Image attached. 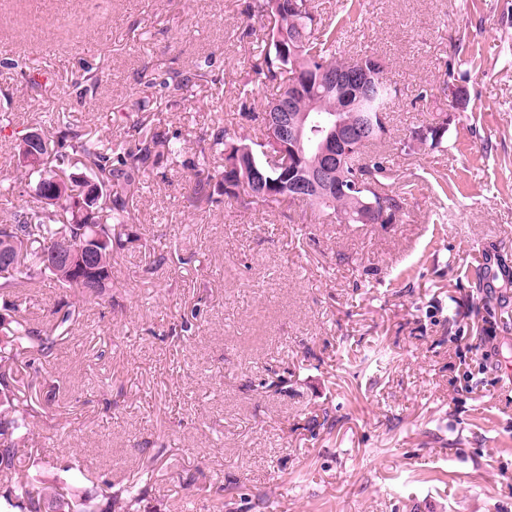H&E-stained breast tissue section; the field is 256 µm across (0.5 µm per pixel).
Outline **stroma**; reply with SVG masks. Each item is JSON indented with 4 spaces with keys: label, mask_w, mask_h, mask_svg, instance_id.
<instances>
[{
    "label": "stroma",
    "mask_w": 512,
    "mask_h": 512,
    "mask_svg": "<svg viewBox=\"0 0 512 512\" xmlns=\"http://www.w3.org/2000/svg\"><path fill=\"white\" fill-rule=\"evenodd\" d=\"M250 2L0 0V114L185 146L142 176L111 290L21 368L48 418L20 474L82 472L95 512H127L146 465V512H512V0H364L343 35L397 89L382 151L414 191L394 224L193 203L214 120L259 125L237 96ZM177 72L193 96L138 111ZM439 123L442 147L402 151ZM23 295L36 325L68 299Z\"/></svg>",
    "instance_id": "stroma-1"
}]
</instances>
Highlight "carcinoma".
<instances>
[{"label":"carcinoma","instance_id":"1","mask_svg":"<svg viewBox=\"0 0 512 512\" xmlns=\"http://www.w3.org/2000/svg\"><path fill=\"white\" fill-rule=\"evenodd\" d=\"M362 0H349L343 13L327 16L318 11L315 0H253L249 9L260 17L261 26L249 29L247 35L255 37V54L251 71L254 81L268 84L275 89L272 98L262 106V112L277 100L292 97L298 112L321 114L338 113L344 122L352 121L365 128V142L350 155L338 172L337 181L349 184L354 190H336L323 200L311 197L303 200L319 211L334 216L348 224L356 223V196L363 191L356 188L359 175L369 173L373 177L370 192L382 198L386 204L387 220L396 223L407 205L405 193L393 188L395 174L388 158L381 154H369L366 148L387 134L386 118L393 100L394 88L387 77L386 68L375 71L376 83L354 99L350 111L341 112L340 97L325 89L323 80L330 72L370 64L375 56L361 54L344 58L337 47L343 28L360 17ZM160 90L194 93L189 79L171 76L160 83ZM431 132L416 144L403 146L436 149L443 144L444 126H429ZM209 151L198 154L193 164L192 198L196 203L214 204L226 199L243 210L257 205L275 210L291 203L288 195L259 199L240 187L251 184L252 173L259 170L266 179L278 181L282 169L271 166L266 153L281 151L276 134L260 120V134L251 136L238 130L231 123L219 124L211 133ZM241 145L251 146L244 155L239 170L224 173L212 167V160L226 152L236 154ZM165 150L171 158L178 157L183 147L178 138L161 139L136 122L132 130L125 131L124 140L112 144L97 137L66 130L55 139L44 138V147L36 164L25 165L26 176L34 180L33 190L43 207L31 213L14 214L10 224H0V239L11 238L17 245V261L12 268H3L4 281H0V295L10 298L4 306L5 317H0V512H14L21 506L23 512H89L88 498L78 476L42 480L32 485L17 477V461L21 447L25 446L31 426L37 423L40 412L33 406L19 401L16 392V371L27 363L29 343H38L43 354L52 352L57 338L68 335L76 322L71 305L66 303L56 311L54 320L44 327H32L20 319L23 301L19 289L30 288L47 278L54 284L83 299L102 295L89 291L79 277L60 274L45 262L46 250L60 247L70 250L82 246L90 236L97 235L107 254H112V238L115 227L132 221L129 197L137 187L141 175L151 159L161 157L156 148ZM94 180L101 194L93 212L76 211V194L56 203L47 202L43 188L55 179L66 178L78 188V179ZM39 243V250L30 252L29 241Z\"/></svg>","mask_w":512,"mask_h":512}]
</instances>
